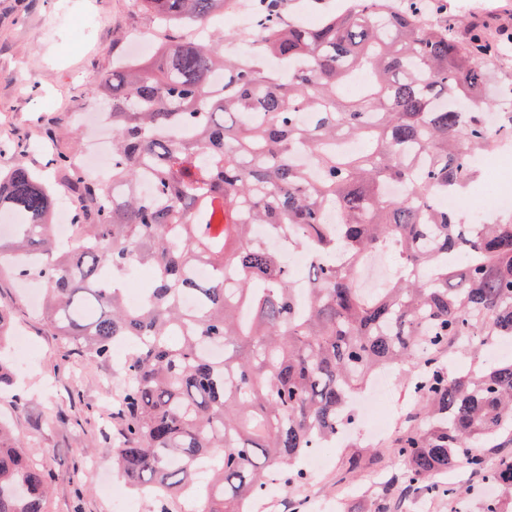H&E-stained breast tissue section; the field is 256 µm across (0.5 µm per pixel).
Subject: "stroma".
<instances>
[{"label":"stroma","mask_w":512,"mask_h":512,"mask_svg":"<svg viewBox=\"0 0 512 512\" xmlns=\"http://www.w3.org/2000/svg\"><path fill=\"white\" fill-rule=\"evenodd\" d=\"M430 17L457 21L467 32L484 20L495 39L512 31V0H433ZM158 32L134 0H0V167L47 168L45 130L55 126L66 142L94 144L97 132L72 126V111L99 95L112 59L133 36ZM0 305L13 330L33 349L13 389L0 393V413L43 463L51 479L46 512H117L103 494L93 460L112 459V408L121 360L99 362L74 350L47 327L13 272L0 271ZM397 431L375 438L352 432L328 447L323 467L305 481L274 485L258 512H308L309 498L338 512H376L396 472ZM449 479L462 493L455 502L418 490L401 512H480L497 489L467 468Z\"/></svg>","instance_id":"1"}]
</instances>
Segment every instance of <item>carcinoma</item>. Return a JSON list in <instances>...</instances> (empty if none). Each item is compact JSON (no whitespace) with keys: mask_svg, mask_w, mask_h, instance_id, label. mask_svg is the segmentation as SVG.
Listing matches in <instances>:
<instances>
[{"mask_svg":"<svg viewBox=\"0 0 512 512\" xmlns=\"http://www.w3.org/2000/svg\"><path fill=\"white\" fill-rule=\"evenodd\" d=\"M137 2L171 35L151 59L118 55L94 99L112 117V182L57 152L77 198L73 245L52 233L50 183L24 166L0 175V213L19 217L0 263L43 283L49 327L101 361L117 340L135 346L112 403V478L163 502L205 471L198 512H248L347 432L377 373L402 369L418 419L396 444L404 487L451 503L459 490L432 478L463 463L506 492L482 512H507L512 456L472 449L512 447V362L457 373L441 353L512 338V216L468 224L433 203L512 136V89L496 128L486 119L495 48L426 21L425 0H350L311 29L285 20L283 0H253L260 29L226 56L207 29L224 0ZM356 72L366 84L349 97ZM256 224L308 254L304 302ZM383 251L397 275L365 294L354 273ZM129 262L153 269L138 309L115 281ZM197 265L210 276L193 277ZM212 342L222 357L204 352ZM47 491L44 466L0 421V512H45Z\"/></svg>","mask_w":512,"mask_h":512,"instance_id":"cac0c4a2","label":"carcinoma"}]
</instances>
